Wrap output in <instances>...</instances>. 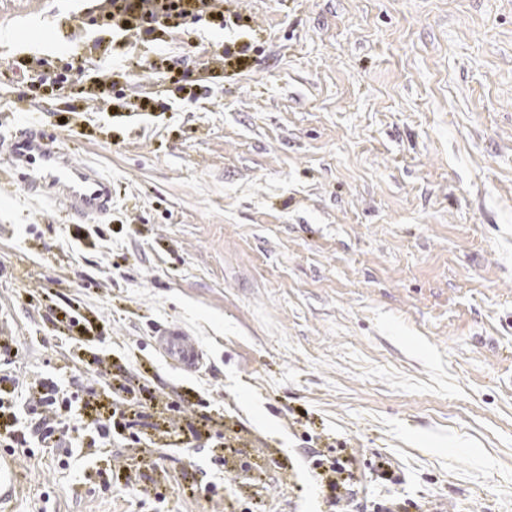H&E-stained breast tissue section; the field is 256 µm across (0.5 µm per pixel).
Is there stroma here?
Returning <instances> with one entry per match:
<instances>
[{
    "label": "stroma",
    "instance_id": "1",
    "mask_svg": "<svg viewBox=\"0 0 512 512\" xmlns=\"http://www.w3.org/2000/svg\"><path fill=\"white\" fill-rule=\"evenodd\" d=\"M88 6L0 0V134L40 124L114 189L83 223L0 193V371L82 379L99 360V400L119 381L144 412L66 469L73 432L0 447V512H330L326 437L360 499L512 512V0H224L223 26L106 59ZM233 42L240 61L200 68ZM67 53L90 98L14 81L20 56ZM67 313L85 322L65 345ZM168 326L205 351L197 372L156 352ZM168 402L177 440L153 428Z\"/></svg>",
    "mask_w": 512,
    "mask_h": 512
}]
</instances>
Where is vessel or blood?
Here are the masks:
<instances>
[{
	"instance_id": "obj_1",
	"label": "vessel or blood",
	"mask_w": 512,
	"mask_h": 512,
	"mask_svg": "<svg viewBox=\"0 0 512 512\" xmlns=\"http://www.w3.org/2000/svg\"><path fill=\"white\" fill-rule=\"evenodd\" d=\"M0 171L5 185L23 184L35 196L64 200L71 215L90 220L112 210V181L93 162L77 159L53 133L32 125L0 137ZM157 349L179 370L192 373L205 360L198 343L170 326L154 338Z\"/></svg>"
}]
</instances>
